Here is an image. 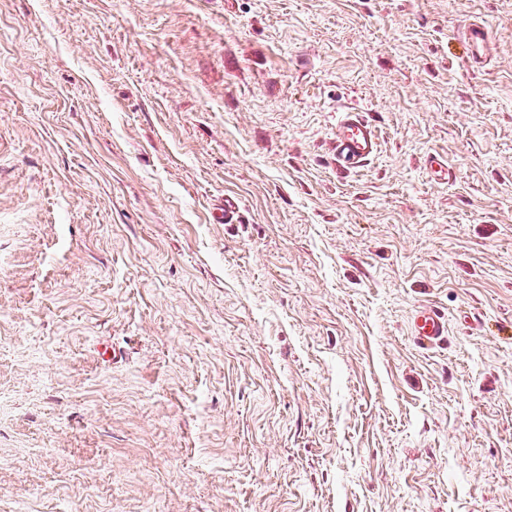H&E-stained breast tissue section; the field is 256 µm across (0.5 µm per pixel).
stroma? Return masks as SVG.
Instances as JSON below:
<instances>
[{"instance_id":"35a3bbf8","label":"stroma","mask_w":512,"mask_h":512,"mask_svg":"<svg viewBox=\"0 0 512 512\" xmlns=\"http://www.w3.org/2000/svg\"><path fill=\"white\" fill-rule=\"evenodd\" d=\"M0 512H512V0H0ZM463 37L469 46V62L472 67H482L490 54V32L484 24L472 22L466 26ZM336 168L341 172L357 171L378 151L374 125L356 108H349L336 122L332 138ZM411 335L421 348L433 347L448 337V323L444 314L438 310L423 306L412 318Z\"/></svg>"}]
</instances>
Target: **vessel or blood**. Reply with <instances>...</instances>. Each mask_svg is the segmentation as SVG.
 I'll use <instances>...</instances> for the list:
<instances>
[{
    "label": "vessel or blood",
    "instance_id": "obj_1",
    "mask_svg": "<svg viewBox=\"0 0 512 512\" xmlns=\"http://www.w3.org/2000/svg\"><path fill=\"white\" fill-rule=\"evenodd\" d=\"M463 37L469 46V62L482 66L490 54V32L484 24L466 26ZM336 167L341 172L358 170L370 161L378 150V135L374 125L358 109L351 108L338 119L332 138ZM411 334L419 347L429 348L445 341L448 323L444 314L424 306L412 318Z\"/></svg>",
    "mask_w": 512,
    "mask_h": 512
}]
</instances>
